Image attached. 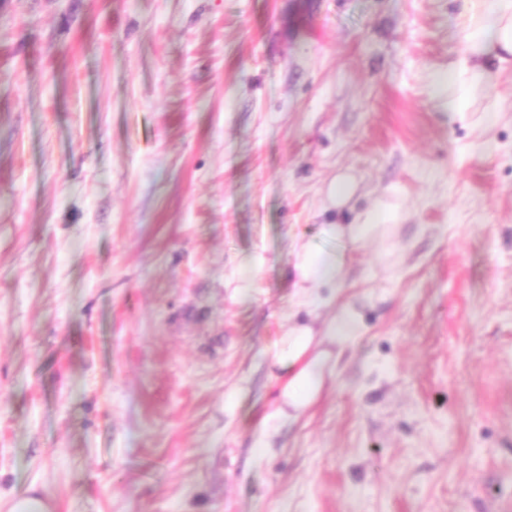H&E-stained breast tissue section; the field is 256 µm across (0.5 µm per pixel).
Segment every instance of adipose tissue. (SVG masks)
Instances as JSON below:
<instances>
[{
	"label": "adipose tissue",
	"instance_id": "1",
	"mask_svg": "<svg viewBox=\"0 0 512 512\" xmlns=\"http://www.w3.org/2000/svg\"><path fill=\"white\" fill-rule=\"evenodd\" d=\"M467 56L459 66L448 70V109L466 111L476 90L490 81L489 63L512 61V0H495L490 10L468 12ZM345 258L341 253H323L301 249L295 270L300 280L319 283H341ZM313 340L309 328L298 327L289 332L274 355L276 367L287 374L279 397L294 409L304 408L323 384L320 360H306Z\"/></svg>",
	"mask_w": 512,
	"mask_h": 512
}]
</instances>
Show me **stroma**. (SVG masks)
<instances>
[{
    "label": "stroma",
    "instance_id": "stroma-1",
    "mask_svg": "<svg viewBox=\"0 0 512 512\" xmlns=\"http://www.w3.org/2000/svg\"><path fill=\"white\" fill-rule=\"evenodd\" d=\"M462 4L0 0V501L512 504V67L449 111ZM300 324L328 360L288 418ZM380 223V213L371 212L364 218L359 219L356 223L346 224H329L325 230L326 233L336 236V239L346 242L352 249L363 242L370 233H375L377 229L383 225ZM295 270L301 281L335 283L342 281L345 264L343 253H323L301 248ZM313 340L307 327L288 332L274 355L275 366L288 374L279 398L294 409L304 408L320 391L323 384L322 362L316 358L302 364Z\"/></svg>",
    "mask_w": 512,
    "mask_h": 512
}]
</instances>
